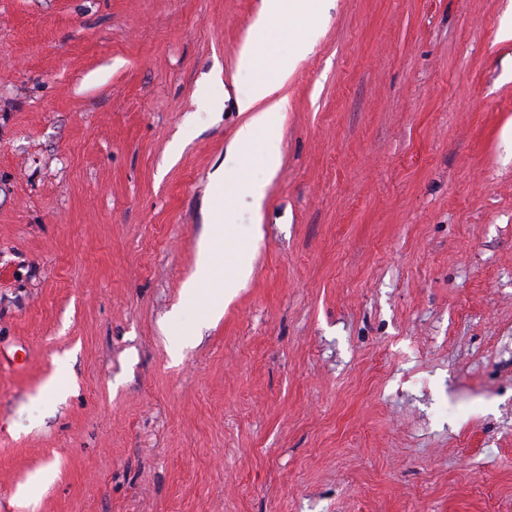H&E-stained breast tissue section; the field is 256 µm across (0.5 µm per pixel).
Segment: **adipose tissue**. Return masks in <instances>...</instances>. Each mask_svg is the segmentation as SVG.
<instances>
[{
    "instance_id": "ef3b65f1",
    "label": "adipose tissue",
    "mask_w": 512,
    "mask_h": 512,
    "mask_svg": "<svg viewBox=\"0 0 512 512\" xmlns=\"http://www.w3.org/2000/svg\"><path fill=\"white\" fill-rule=\"evenodd\" d=\"M260 58L257 46L252 43L247 44L240 53V66L252 70L254 79L248 90L238 97L237 108L251 113L252 118L239 129L235 144L243 150L246 160L259 162L272 173L279 166L280 149L273 141L261 140L260 133L273 127L280 119L283 103L276 100L275 94L289 71L294 68L295 62L285 59L265 66Z\"/></svg>"
}]
</instances>
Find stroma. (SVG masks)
<instances>
[{
  "label": "stroma",
  "instance_id": "stroma-1",
  "mask_svg": "<svg viewBox=\"0 0 512 512\" xmlns=\"http://www.w3.org/2000/svg\"><path fill=\"white\" fill-rule=\"evenodd\" d=\"M262 7L0 0V512H512V0L291 12L273 174ZM254 43H248L240 53L239 65L254 71V79L246 92L237 98V108L241 112H257L243 125L235 139L236 147L246 151L247 161H258L268 172L274 173L280 163V149L273 141L260 139L261 131L273 127L280 119L284 100L275 101L264 108L259 106L271 98L288 77L297 62L292 59L274 61L273 66H263L261 54ZM217 187L219 192H224L225 199L230 200L237 195H245L251 197L255 209L262 207L263 191L257 185H244L225 180L218 182Z\"/></svg>",
  "mask_w": 512,
  "mask_h": 512
}]
</instances>
